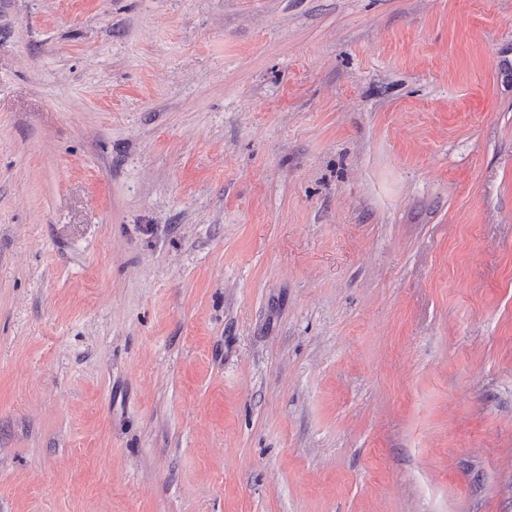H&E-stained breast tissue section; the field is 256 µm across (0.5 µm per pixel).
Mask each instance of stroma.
Listing matches in <instances>:
<instances>
[{
    "label": "stroma",
    "mask_w": 512,
    "mask_h": 512,
    "mask_svg": "<svg viewBox=\"0 0 512 512\" xmlns=\"http://www.w3.org/2000/svg\"><path fill=\"white\" fill-rule=\"evenodd\" d=\"M0 512H512V0H0Z\"/></svg>",
    "instance_id": "stroma-1"
}]
</instances>
